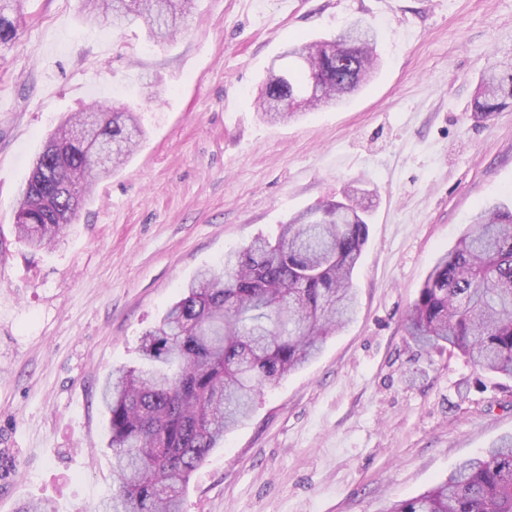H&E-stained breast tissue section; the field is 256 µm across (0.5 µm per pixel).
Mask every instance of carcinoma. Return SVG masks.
Here are the masks:
<instances>
[{"instance_id": "1", "label": "carcinoma", "mask_w": 512, "mask_h": 512, "mask_svg": "<svg viewBox=\"0 0 512 512\" xmlns=\"http://www.w3.org/2000/svg\"><path fill=\"white\" fill-rule=\"evenodd\" d=\"M25 0H0V52L13 47V14ZM86 22L121 26L141 18L157 44L182 31L192 0H83ZM377 32L288 42L261 88L260 107L288 120L340 102L374 71ZM280 102L272 111L271 102ZM512 107V62L486 74L473 112ZM99 136L117 147L112 168L142 137L134 112L103 106ZM73 114L41 155L43 170L21 190L18 238L33 249L60 240L100 173L90 149L69 137ZM369 206L355 188L311 207L200 270L140 337L141 364L111 371L100 390L112 451V495L91 512H182L192 474L244 423L257 395L316 358L352 315L353 273L367 242ZM427 349L460 353L474 367L512 379V210L486 204L429 270L406 315ZM385 512H512V437L459 462L448 477Z\"/></svg>"}]
</instances>
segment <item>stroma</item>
Listing matches in <instances>:
<instances>
[{
    "label": "stroma",
    "mask_w": 512,
    "mask_h": 512,
    "mask_svg": "<svg viewBox=\"0 0 512 512\" xmlns=\"http://www.w3.org/2000/svg\"><path fill=\"white\" fill-rule=\"evenodd\" d=\"M362 18L381 66L341 106L270 123L255 101L288 37ZM0 56V512H89L111 494L99 386L196 272L289 215L369 192L355 319L258 399L191 477L186 512H386L512 433V380L426 351L405 316L481 204L512 207V108L471 103L512 57V0H193L185 29L85 23L27 0ZM141 115L128 161L63 241L15 212L47 137L94 102Z\"/></svg>",
    "instance_id": "stroma-1"
}]
</instances>
